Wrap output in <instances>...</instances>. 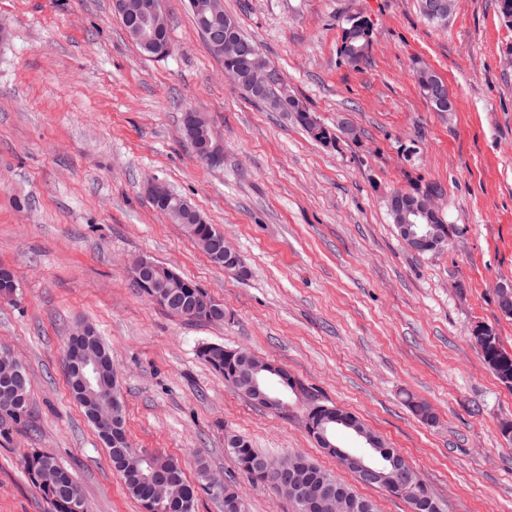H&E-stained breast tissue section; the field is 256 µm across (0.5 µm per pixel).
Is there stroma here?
<instances>
[{
  "label": "stroma",
  "mask_w": 512,
  "mask_h": 512,
  "mask_svg": "<svg viewBox=\"0 0 512 512\" xmlns=\"http://www.w3.org/2000/svg\"><path fill=\"white\" fill-rule=\"evenodd\" d=\"M173 51L144 56L112 0H0V264L18 278L0 299V349L30 377L29 412L0 427V512H51L23 456L53 454L91 512H141L64 370L79 323L112 355L134 447L178 458L197 481L206 461L235 480L248 512H295L253 488L224 448L226 432L269 458L301 452L372 499L298 419L279 417L225 385L197 351L244 347L284 366L322 401L355 411L407 457L445 512H512V389L470 338L494 328L512 352L498 284L512 282V27L496 0H459L439 26L419 0H224L262 55L334 141L255 104L224 74L187 0H163ZM354 15L373 24L368 58L348 64L340 35ZM446 82L455 108L434 111L412 68ZM203 114L224 145L202 163L181 115ZM351 122L355 136L339 134ZM157 178L199 208L247 273L215 265L144 193ZM440 189L454 232L420 255L398 238L385 201ZM174 266L223 302V323L189 322L149 303L128 265ZM436 419L413 415L407 398Z\"/></svg>",
  "instance_id": "1"
}]
</instances>
